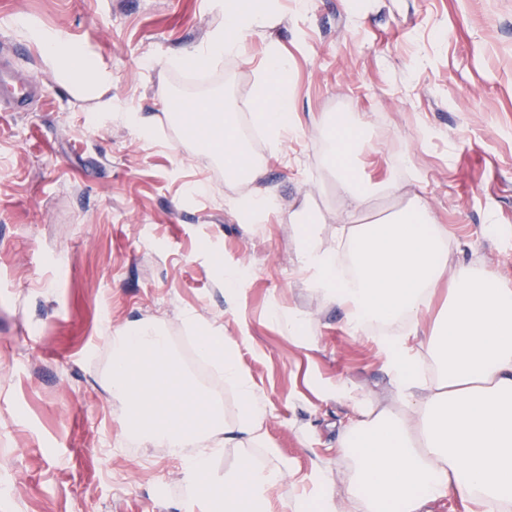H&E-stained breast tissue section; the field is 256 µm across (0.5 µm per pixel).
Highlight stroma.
<instances>
[{
  "mask_svg": "<svg viewBox=\"0 0 512 512\" xmlns=\"http://www.w3.org/2000/svg\"><path fill=\"white\" fill-rule=\"evenodd\" d=\"M214 0H0V58L39 80L27 111L0 108V512H203L166 449L127 442L108 387L110 336L149 319L182 366L233 418L219 370L197 357L200 327L221 331L266 400L260 464L287 461L270 493L282 502L328 487L346 494L350 456L337 448L355 384L397 409L376 334L353 337L342 311L310 287L293 213L321 215L335 248L345 199L326 152L323 117L348 108L373 131L361 178L399 182L373 198L378 219L420 196L448 229V266L512 285V0H278L272 27L240 54L214 58V100L254 126L267 48L287 57L296 121L279 146L246 143L274 208L243 222V188L214 175L211 154L185 143L171 106L184 101L192 54L223 26ZM63 35L112 74L117 116L48 66L27 34ZM126 112L154 118L150 132ZM244 274L224 295V268ZM298 312L316 336L288 338L273 308Z\"/></svg>",
  "mask_w": 512,
  "mask_h": 512,
  "instance_id": "stroma-1",
  "label": "stroma"
}]
</instances>
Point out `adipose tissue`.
I'll use <instances>...</instances> for the list:
<instances>
[{
	"label": "adipose tissue",
	"mask_w": 512,
	"mask_h": 512,
	"mask_svg": "<svg viewBox=\"0 0 512 512\" xmlns=\"http://www.w3.org/2000/svg\"><path fill=\"white\" fill-rule=\"evenodd\" d=\"M228 21L212 31L194 64L240 50L247 34L269 21L270 0H229ZM45 60L79 86L90 88L111 111L112 75L96 60L53 34L36 32ZM255 121L273 138L293 128L288 63L270 50L258 85ZM198 140L224 128L227 177L256 180L258 164L248 160L233 114L199 103ZM369 137L352 119L337 123L329 152L348 201L346 228L337 230L335 249L318 245L320 215L310 206L294 214L297 248L309 283L343 310L354 336L373 322H400L403 335L387 343L386 367L398 390L401 413L379 408L350 384L330 397L346 404L348 421L338 447L353 461L348 496L366 512H425L428 504L456 495L467 512H512V287L498 276L458 264L447 274L448 232L437 224L420 196L384 223L357 217L371 196L394 189L355 177L354 157ZM447 285L440 317L421 322L440 285ZM200 347L221 365L224 383L238 400L234 421H225L211 396L177 366L159 324L135 322L112 336V397L129 441L167 449L183 464L185 481L205 512H267L268 494L283 478L281 466H259L243 455L237 469L216 485L206 478L219 447L263 443L268 406L240 366L235 346L205 327ZM434 367V378L424 374Z\"/></svg>",
	"instance_id": "1"
}]
</instances>
